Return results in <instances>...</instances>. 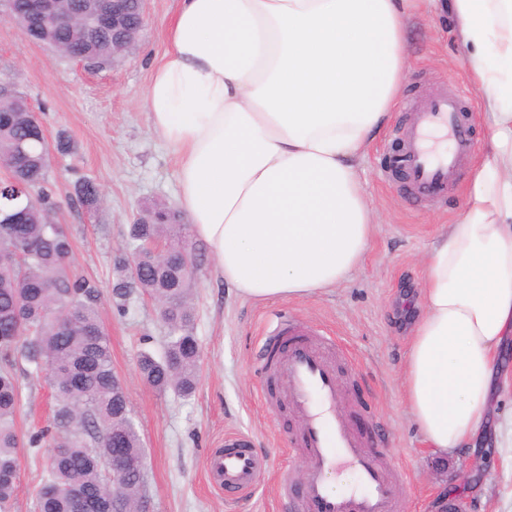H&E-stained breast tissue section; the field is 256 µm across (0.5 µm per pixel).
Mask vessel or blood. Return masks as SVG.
I'll return each instance as SVG.
<instances>
[{"mask_svg":"<svg viewBox=\"0 0 512 512\" xmlns=\"http://www.w3.org/2000/svg\"><path fill=\"white\" fill-rule=\"evenodd\" d=\"M469 147L470 127L457 98L445 92L430 95L405 134L402 165L412 192L426 199L444 190ZM289 328L288 322H279L276 336L262 343L263 349L280 350L275 373L288 384L299 443L311 460L303 482H285V490L301 500L306 512H395L399 473L350 431L338 411L336 368L323 349L308 339H287ZM265 467L241 437L225 439L209 465L214 483L228 496L252 489ZM331 469L354 470L357 488L340 496L329 493L323 476Z\"/></svg>","mask_w":512,"mask_h":512,"instance_id":"obj_1","label":"vessel or blood"}]
</instances>
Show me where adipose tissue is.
Instances as JSON below:
<instances>
[{"label":"adipose tissue","mask_w":512,"mask_h":512,"mask_svg":"<svg viewBox=\"0 0 512 512\" xmlns=\"http://www.w3.org/2000/svg\"><path fill=\"white\" fill-rule=\"evenodd\" d=\"M421 0H178L148 86L178 202L243 297H307L363 261L361 162L401 102ZM488 136L459 220L432 248L405 361L439 453L476 447L512 341V0H448Z\"/></svg>","instance_id":"adipose-tissue-1"}]
</instances>
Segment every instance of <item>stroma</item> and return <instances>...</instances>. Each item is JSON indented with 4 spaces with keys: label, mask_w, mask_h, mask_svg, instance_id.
<instances>
[{
    "label": "stroma",
    "mask_w": 512,
    "mask_h": 512,
    "mask_svg": "<svg viewBox=\"0 0 512 512\" xmlns=\"http://www.w3.org/2000/svg\"><path fill=\"white\" fill-rule=\"evenodd\" d=\"M176 0H146L145 26L135 48L116 65L91 68L48 46L28 43L20 28L0 17V87L25 95L49 142L65 135L68 153L51 152L47 188L52 220L73 242L77 273L99 289V314L109 336L112 365L123 383L147 457L144 496L150 512H301L283 496V477L300 478L309 466L291 438L296 424L288 387L267 370L261 352L268 323L285 315L321 332L343 392L340 405L350 427L381 438L385 459L406 477L398 487L400 512H438L440 495L464 512H512V355L504 354L493 396V445L475 467L471 455L442 458L426 448L404 401L403 365L413 319L423 304L419 290L428 257L448 221L461 216V186L479 153L483 123L480 94L466 76V52L454 39L448 13H416L406 40L403 105L379 135L364 163L363 189L379 222L362 266L345 282L302 299L257 304L224 284L206 244L193 240L201 267L191 307L201 350L200 380L186 398L149 386L140 374V351H163L167 328L158 308L134 291L125 311L112 302L116 263L130 224L148 204L176 207L177 165L153 132L143 99L151 66L166 47L165 30ZM458 94L469 114L471 148L466 161L435 200L418 201L386 164L402 144V131L430 91ZM96 183L98 208L76 192L79 179ZM19 433L52 426L56 406L44 377L25 370ZM227 436L248 439L266 459L253 490L225 498L207 469L210 453ZM49 448H22L9 512H32Z\"/></svg>",
    "instance_id": "35a3bbf8"
}]
</instances>
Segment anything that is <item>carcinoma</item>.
I'll list each match as a JSON object with an SVG mask.
<instances>
[{"instance_id":"carcinoma-1","label":"carcinoma","mask_w":512,"mask_h":512,"mask_svg":"<svg viewBox=\"0 0 512 512\" xmlns=\"http://www.w3.org/2000/svg\"><path fill=\"white\" fill-rule=\"evenodd\" d=\"M9 20L23 32L35 31L44 42H61L91 65L112 62V28L97 32L83 25L55 23L28 13L25 0H13ZM37 117L0 112V211L17 207L16 194L29 197L22 223H0V253L11 260L0 266V512H8L15 492L18 455L23 441L17 429L22 386L14 372L18 359L43 374L56 397L53 428L29 439L37 448L48 440L52 452L46 477L35 490L33 512H74L71 494L79 491L99 504V512H135L143 491L146 456L132 422L126 390L112 367V352L97 309L98 289L71 265L73 243L53 223L56 203L47 191L49 151L40 138ZM82 201L98 206L96 186L79 183ZM180 214L156 205L129 225V247L145 239L165 238L172 252H193ZM134 287L157 303L167 325L164 355L140 356L143 378L160 391L191 395L198 383L201 347L193 333L189 305L195 269H186L150 251L140 253ZM113 298L123 308L132 289L123 262ZM122 434L124 461L138 469L119 488L106 479L112 470V434Z\"/></svg>"}]
</instances>
